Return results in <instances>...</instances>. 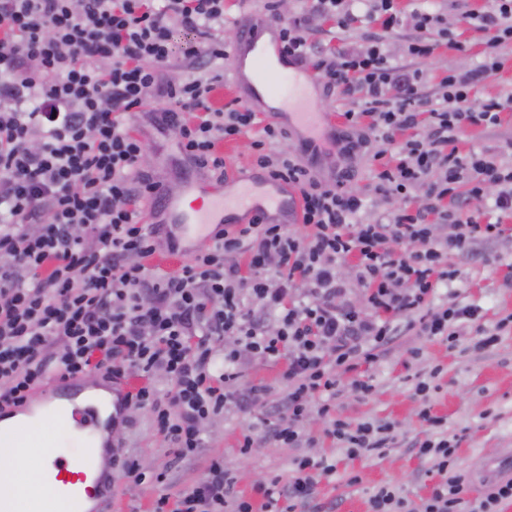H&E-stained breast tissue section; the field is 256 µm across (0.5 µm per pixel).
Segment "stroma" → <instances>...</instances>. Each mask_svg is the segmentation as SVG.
I'll use <instances>...</instances> for the list:
<instances>
[{"mask_svg": "<svg viewBox=\"0 0 512 512\" xmlns=\"http://www.w3.org/2000/svg\"><path fill=\"white\" fill-rule=\"evenodd\" d=\"M266 3L267 0H224L225 31L238 37L244 24L268 23ZM398 3L408 11L421 9L440 15L449 34L469 45L463 54L442 46L432 56L417 58L407 53V44L414 34L411 25H404L387 36L385 49L393 64L423 71L424 92L428 97H435L448 71L464 74L484 62L483 39L470 15L486 10L487 0H398ZM353 10L359 21L348 31L319 18L311 20L307 35L316 49V56L304 63L305 72L314 73L317 60L336 55L342 48L364 46L366 37L376 26L368 17V6L363 0H359ZM140 136L150 157L145 170L164 177L170 196H183L187 177L175 172L174 134L144 126ZM254 139V133L250 132L224 143L223 177L212 174L205 179L206 186L214 193L231 192L237 185L238 174H252ZM459 148L464 153L493 154L512 165V112L503 113L498 125L465 129ZM315 167L324 180L341 168L351 169L353 178L349 187L366 197L369 220L383 218L402 205L401 200H382L375 195L374 167L369 156L359 154L345 162L335 154H323L317 158ZM507 226L502 238L479 242L472 252L453 257L459 275L451 285L439 288L437 302L452 299L462 305H479L488 327L512 315V281L506 279L507 274H512V220ZM436 365L441 366L442 372L437 379L439 388L431 396L433 411L446 418L449 433L461 435L460 468L470 476L474 493H481L475 460L512 452V334L503 336L497 346L486 351L451 349L436 339L402 336L377 362L361 367V374L369 377L375 386L371 397L359 399L348 389L336 400L337 416L393 422L397 434L393 448L380 456L347 459L338 445L325 437V422L317 414L308 416L306 428L316 438L309 456L328 457L337 462L335 475L321 479L318 484L309 512H322L332 501L338 504L337 512H367L369 496L376 488L387 484L397 487L402 496L415 502L426 495L432 480L427 473V462L416 455L412 447L413 441L423 435L418 419L419 403L412 395V387L416 377ZM131 416V421L120 422L113 430L112 443L118 446L122 458L139 463L154 475H161L162 480L158 483L148 480L136 486L129 483L121 471H114L102 496L101 512H146L150 502L159 495H178L201 480L215 458L223 459L231 468L236 479L235 492L247 494L254 485L275 476H287L292 459L299 454L298 449L262 439L249 456H241L238 448L241 430L257 424L258 418L253 413L232 411L209 423L206 444L197 455L179 459L158 434L148 410H132ZM354 474L360 475L361 481L352 486L348 479Z\"/></svg>", "mask_w": 512, "mask_h": 512, "instance_id": "1", "label": "stroma"}]
</instances>
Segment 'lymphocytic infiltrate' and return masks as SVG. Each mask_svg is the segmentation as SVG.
I'll return each instance as SVG.
<instances>
[{
    "mask_svg": "<svg viewBox=\"0 0 512 512\" xmlns=\"http://www.w3.org/2000/svg\"><path fill=\"white\" fill-rule=\"evenodd\" d=\"M340 0H307L303 13L280 28L282 51L297 63L313 56L306 31L312 17L350 30L358 17ZM378 33L317 68L325 86L358 103L330 137L344 157L380 136L372 155L374 191L405 205L384 218H362L364 199L342 170L329 181L309 157L283 151L285 131L261 123L245 103L223 110L210 98L222 84L226 50L224 0H0V409L29 401L45 380L90 372L120 382L146 381L128 393L125 409H149L156 430L176 457L204 447V430L229 410H263V433L247 427L241 455L259 435L279 445H314L305 421L317 413L325 434L354 458L384 453L396 440L388 421L338 417L343 389L368 398L374 385L358 375L401 336L450 346L494 347L512 329L503 318L486 328L481 309L449 301L433 305L440 285L453 282V254L501 236L471 206L487 185L494 205L512 214V166L457 148L465 127L495 125L512 112V95L474 106L475 83L505 64L512 43V0H490L475 17L487 36L485 61L448 74L441 94L422 93L424 75L394 65L384 40L410 20L408 52L427 57L438 47L436 16L403 15L396 0H369ZM187 32L182 54L172 47V23ZM191 78H165L175 60ZM174 132L184 166L223 172L217 146L259 129L255 168L296 188L299 222L228 224L191 262L168 272L149 266L161 238L176 250L172 231L141 221V204L161 189L143 170L138 114ZM427 123L429 133L412 131ZM351 265L353 277L341 269ZM284 367L288 387L269 401L263 385L243 386L254 362ZM168 384L159 392L153 383ZM431 380L413 395L427 431L415 443L433 484L412 503L390 485L368 499V512H503L512 504V478L487 482L471 498L470 478L458 466L459 438L431 411ZM287 479L272 478L252 495L230 498L234 476L223 459L177 497L159 495L151 512H306L321 476L336 466L298 456Z\"/></svg>",
    "mask_w": 512,
    "mask_h": 512,
    "instance_id": "lymphocytic-infiltrate-1",
    "label": "lymphocytic infiltrate"
}]
</instances>
